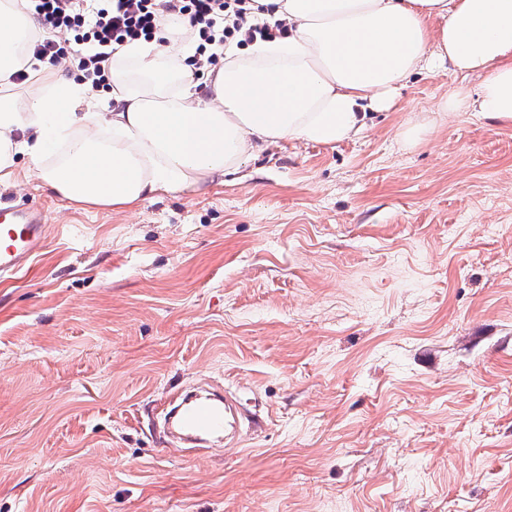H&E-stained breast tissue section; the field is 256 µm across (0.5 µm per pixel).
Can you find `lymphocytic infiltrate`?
Returning <instances> with one entry per match:
<instances>
[{"label":"lymphocytic infiltrate","instance_id":"obj_1","mask_svg":"<svg viewBox=\"0 0 512 512\" xmlns=\"http://www.w3.org/2000/svg\"><path fill=\"white\" fill-rule=\"evenodd\" d=\"M49 38L32 46L37 61L57 65L72 56L83 81L109 85V62L124 45L156 41L162 14H179L195 44L194 63H217L226 42L270 37L267 23L247 24L249 0H30Z\"/></svg>","mask_w":512,"mask_h":512}]
</instances>
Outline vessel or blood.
<instances>
[{"instance_id": "vessel-or-blood-1", "label": "vessel or blood", "mask_w": 512, "mask_h": 512, "mask_svg": "<svg viewBox=\"0 0 512 512\" xmlns=\"http://www.w3.org/2000/svg\"><path fill=\"white\" fill-rule=\"evenodd\" d=\"M49 226L43 212L19 205L0 206V278L9 279L28 266L43 247ZM239 403L232 395L183 398L170 404L168 419L179 439L203 456L204 441L227 433Z\"/></svg>"}]
</instances>
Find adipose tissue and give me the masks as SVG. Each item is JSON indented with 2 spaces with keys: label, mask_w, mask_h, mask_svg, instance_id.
Wrapping results in <instances>:
<instances>
[{
  "label": "adipose tissue",
  "mask_w": 512,
  "mask_h": 512,
  "mask_svg": "<svg viewBox=\"0 0 512 512\" xmlns=\"http://www.w3.org/2000/svg\"><path fill=\"white\" fill-rule=\"evenodd\" d=\"M288 33L228 50L193 82L182 21L162 19L164 44L135 43L112 60V109L86 87L48 76L26 109L0 97V184L25 154L55 195L135 205L160 190L201 187L283 140L331 145L394 104L412 74L449 64L483 80L440 108L512 123V0H257ZM439 27H432V20ZM41 31L21 0H0V81L30 66ZM110 130L103 139L101 130ZM67 144L62 160L45 157Z\"/></svg>",
  "instance_id": "ef3b65f1"
}]
</instances>
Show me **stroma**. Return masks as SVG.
<instances>
[{
  "mask_svg": "<svg viewBox=\"0 0 512 512\" xmlns=\"http://www.w3.org/2000/svg\"><path fill=\"white\" fill-rule=\"evenodd\" d=\"M479 82L127 208L19 158L52 233L0 281V512H512V124L438 109ZM204 383L266 420L189 458L158 412Z\"/></svg>",
  "mask_w": 512,
  "mask_h": 512,
  "instance_id": "obj_1",
  "label": "stroma"
}]
</instances>
